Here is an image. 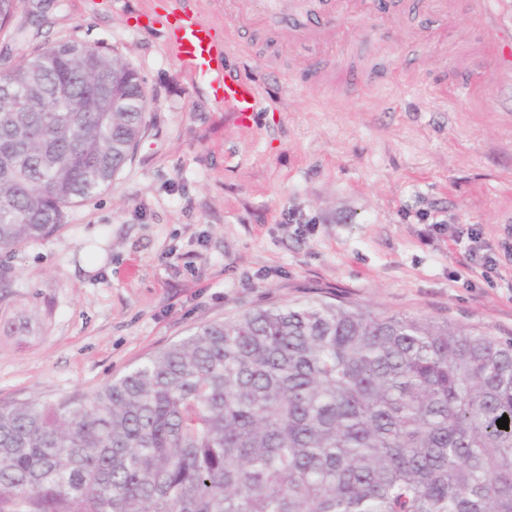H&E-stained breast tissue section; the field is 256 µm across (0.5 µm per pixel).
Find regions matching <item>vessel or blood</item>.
I'll use <instances>...</instances> for the list:
<instances>
[{
    "instance_id": "1",
    "label": "vessel or blood",
    "mask_w": 512,
    "mask_h": 512,
    "mask_svg": "<svg viewBox=\"0 0 512 512\" xmlns=\"http://www.w3.org/2000/svg\"><path fill=\"white\" fill-rule=\"evenodd\" d=\"M463 1L482 22L479 51L487 65L512 72V6L496 12L490 7L491 0H423L421 7L438 21L449 23ZM266 9L265 28L279 46L293 49L312 44L325 50L339 41L352 43L357 20L374 14L377 0H322L313 10L301 6L299 0H266ZM165 25L168 41L179 59L190 71L207 78L215 99L234 114L240 126H249L258 88L241 72L226 67L227 57L234 52L230 41L217 37L213 24L201 18L190 0H172ZM375 48L380 65H364L356 71L368 87L384 79V66L395 55L391 43L379 41Z\"/></svg>"
}]
</instances>
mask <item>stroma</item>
<instances>
[{
    "mask_svg": "<svg viewBox=\"0 0 512 512\" xmlns=\"http://www.w3.org/2000/svg\"><path fill=\"white\" fill-rule=\"evenodd\" d=\"M199 4L251 48L229 63L258 86L252 128L174 56L156 22L167 0H18L0 31L15 64L59 39L100 45L152 100L110 188L6 259L0 401L87 400L196 327L317 297L512 338V79L493 69L482 92L439 94L441 78L460 83L480 20L460 14L424 46V14L364 19L357 41L387 35L395 73L344 97L307 85L310 50L226 23L224 0Z\"/></svg>",
    "mask_w": 512,
    "mask_h": 512,
    "instance_id": "1",
    "label": "stroma"
}]
</instances>
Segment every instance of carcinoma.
<instances>
[{"label": "carcinoma", "instance_id": "1", "mask_svg": "<svg viewBox=\"0 0 512 512\" xmlns=\"http://www.w3.org/2000/svg\"><path fill=\"white\" fill-rule=\"evenodd\" d=\"M149 108L81 41L3 68L0 254L107 190ZM0 512H512V338L343 298L210 322L91 400L1 401Z\"/></svg>", "mask_w": 512, "mask_h": 512}]
</instances>
